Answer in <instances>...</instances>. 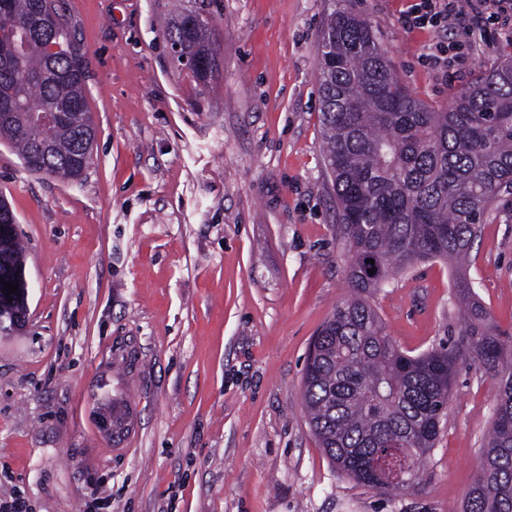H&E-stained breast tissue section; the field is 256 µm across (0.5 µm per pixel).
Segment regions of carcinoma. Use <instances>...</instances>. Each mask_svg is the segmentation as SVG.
I'll return each instance as SVG.
<instances>
[{
    "mask_svg": "<svg viewBox=\"0 0 512 512\" xmlns=\"http://www.w3.org/2000/svg\"><path fill=\"white\" fill-rule=\"evenodd\" d=\"M10 2L0 37L20 52L0 65V96L11 99L14 113L0 122V138L24 161L44 140L34 117L74 102L70 121L49 142L52 165L43 174L76 179L82 171L72 161L91 122L80 46L57 8L33 31L26 20L34 0ZM319 90L351 294L318 330L303 373L312 432L355 481L407 490L435 447L456 365L471 359L492 373L497 403L464 512H512V346L464 272L489 207L512 192V56L480 69L437 111L392 74L365 20L334 10L321 36ZM418 260L455 264L464 323L448 346L409 355L387 334L370 297Z\"/></svg>",
    "mask_w": 512,
    "mask_h": 512,
    "instance_id": "obj_1",
    "label": "carcinoma"
}]
</instances>
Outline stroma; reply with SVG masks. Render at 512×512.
Here are the masks:
<instances>
[{
	"label": "stroma",
	"mask_w": 512,
	"mask_h": 512,
	"mask_svg": "<svg viewBox=\"0 0 512 512\" xmlns=\"http://www.w3.org/2000/svg\"><path fill=\"white\" fill-rule=\"evenodd\" d=\"M416 0H56L76 33L97 127L76 180L28 172L0 141L31 289L0 334V499L29 512H462L496 405L459 363L419 483L381 493L342 474L303 407L312 340L348 296L325 169L318 73L332 9L369 23L413 97L447 108L512 53L407 26ZM203 15L218 66L178 68L167 24ZM467 274L512 334V194L486 215ZM453 274L415 263L372 303L415 355L456 338ZM115 408L120 431L99 425Z\"/></svg>",
	"instance_id": "35a3bbf8"
}]
</instances>
